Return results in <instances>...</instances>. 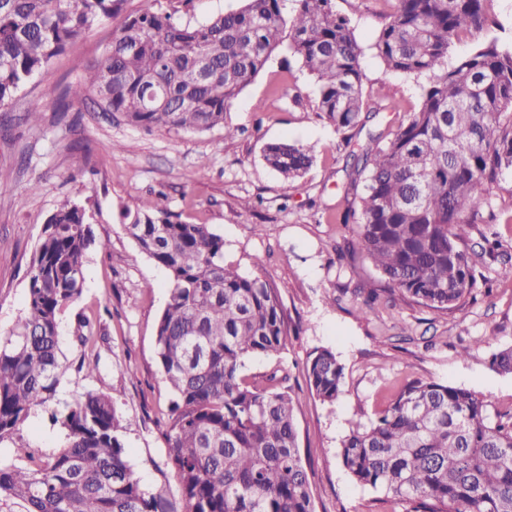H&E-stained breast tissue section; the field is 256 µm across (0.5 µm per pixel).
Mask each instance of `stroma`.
Returning a JSON list of instances; mask_svg holds the SVG:
<instances>
[{
  "instance_id": "35a3bbf8",
  "label": "stroma",
  "mask_w": 512,
  "mask_h": 512,
  "mask_svg": "<svg viewBox=\"0 0 512 512\" xmlns=\"http://www.w3.org/2000/svg\"><path fill=\"white\" fill-rule=\"evenodd\" d=\"M352 18L363 49L366 100L379 113L366 130L388 133L416 110L420 82L387 70L374 43L384 9L382 0H335ZM122 15L103 20L57 58L49 74L30 90L54 102L58 87L83 81L87 67L111 43ZM274 53L224 115L238 127L235 138L223 128L204 133L146 131L104 116L92 101L67 115L46 110L39 125L7 115L0 128V335L27 305L28 265L43 226L64 199L91 198L101 210L93 225L110 238V252H91L81 297L61 316L62 350L75 358L69 339L76 314L97 318L90 355L99 368L84 377L66 374L57 403H73L88 390L108 393L129 421L123 436L127 455L144 487L182 507L176 471L157 426L171 393L160 378L154 352L156 323L168 299V276L136 248L124 232L121 208L147 206L156 191L180 220L208 224L224 239V254L238 272L259 274L276 288L291 334L276 356L245 362L246 377L277 369L287 374L296 404L300 454L315 512H405L392 496L356 483L337 453L351 421H370L391 394L412 380L434 379L469 389L500 411L512 410V375L497 372L492 357L512 346V277L485 261L487 280L452 310L428 308L412 299H380L368 317L358 308L384 281L369 260L349 267L336 249L357 238L355 224L336 219L345 180L342 136L312 107L314 79L298 62L283 66ZM300 94V103L291 95ZM288 141L315 147L312 168L284 184L262 160L266 143ZM116 150H109V143ZM38 191H30L32 181ZM256 204L250 220L239 216L243 200ZM263 257L255 268V257ZM328 348L344 367L342 393L334 403L310 390L305 365ZM64 442L48 412L31 416L14 441L0 444V456L30 465Z\"/></svg>"
}]
</instances>
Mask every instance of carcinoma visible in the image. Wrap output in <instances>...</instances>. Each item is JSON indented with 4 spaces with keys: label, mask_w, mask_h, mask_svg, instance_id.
<instances>
[{
    "label": "carcinoma",
    "mask_w": 512,
    "mask_h": 512,
    "mask_svg": "<svg viewBox=\"0 0 512 512\" xmlns=\"http://www.w3.org/2000/svg\"><path fill=\"white\" fill-rule=\"evenodd\" d=\"M124 2L0 0V112ZM245 2L195 24L149 7L128 14L85 83L67 89L54 110L70 111L91 91L101 112L127 124L192 133L222 125L232 138L237 129L224 124V112L282 50L314 77L316 114L347 133L342 223L355 218L358 244L339 256L369 259L390 292L437 310L472 294L486 254L511 277L501 240L482 236L478 252L465 245L476 225L497 220L490 187L512 170V45L481 38L492 24L485 0H393L381 14L377 56L389 70L426 80L419 107L385 143L353 134L375 111L365 103L353 21L335 0ZM462 35L477 44L450 63ZM46 108L29 99L24 120L38 124ZM262 158L290 184L311 169L314 146L272 142ZM166 201L159 191L122 216L138 250L169 277L155 354L172 395L162 435L184 512H314L287 376L242 375L246 359L288 343L278 291L225 264L224 239L208 224L180 221ZM94 221L88 201L70 198L44 224L26 311L0 336V444L51 406L70 368L60 314L83 292L88 253L111 249ZM93 335L90 320L77 316L72 346L86 347ZM492 363L512 374V348ZM306 375L321 401L342 393L344 366L332 350L314 352ZM50 421L65 444L32 467L0 457V503L20 512H175L142 485L123 441L129 422L109 395L88 390L52 410ZM338 457L357 483L407 501L408 512H512V413L461 387L404 385L375 420L351 422Z\"/></svg>",
    "instance_id": "obj_1"
}]
</instances>
